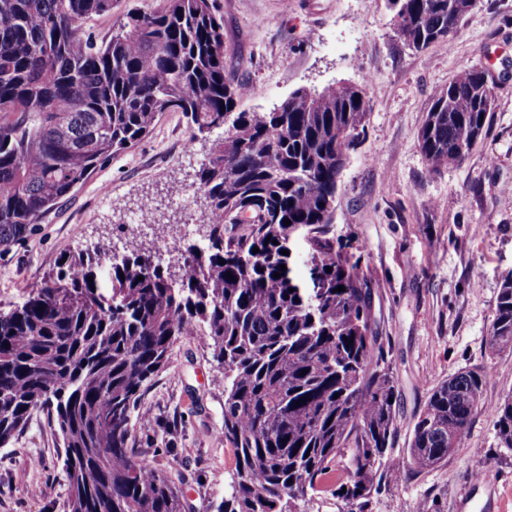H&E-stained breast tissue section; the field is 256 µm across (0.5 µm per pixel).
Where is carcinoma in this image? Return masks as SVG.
Here are the masks:
<instances>
[{
    "mask_svg": "<svg viewBox=\"0 0 512 512\" xmlns=\"http://www.w3.org/2000/svg\"><path fill=\"white\" fill-rule=\"evenodd\" d=\"M476 4L392 0L395 32L417 52L449 44ZM111 11L112 0H0V246L166 112L201 134L222 130L194 185L208 206L209 246L187 249L178 274L136 246L112 266L109 297L98 267L112 249L68 253L22 306L0 313V442L41 410L65 450L70 512H186L183 493L135 448L131 416L174 342L197 336L224 370V441L236 459L224 512H306L335 466L342 512H368L385 474L421 473L462 449L490 376L470 367L437 384L406 454L394 453L397 383L370 285L323 238L365 131L366 88L298 89L271 112H239L251 89L224 67L213 0L131 9L101 39L87 23ZM484 77L464 66L435 96L418 135L431 171L461 166L486 135L495 98ZM299 229L312 234L317 290L281 254ZM489 345L512 348V275ZM490 416L500 447L512 449L511 393Z\"/></svg>",
    "mask_w": 512,
    "mask_h": 512,
    "instance_id": "obj_1",
    "label": "carcinoma"
}]
</instances>
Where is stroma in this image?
Here are the masks:
<instances>
[{
	"label": "stroma",
	"instance_id": "obj_1",
	"mask_svg": "<svg viewBox=\"0 0 512 512\" xmlns=\"http://www.w3.org/2000/svg\"><path fill=\"white\" fill-rule=\"evenodd\" d=\"M224 64L252 89L240 105L267 112L295 90L366 86L365 134L339 178L326 233L372 288V313L397 381L395 448L433 386L486 367L490 383L463 450L425 473L385 478L369 512H512V450L497 445L488 406L512 392V349L488 345L497 294L512 274V0H479L452 44L416 52L393 29L389 0H215ZM481 67L494 90L488 131L457 168L431 172L418 132L458 69ZM212 137L179 112L115 154L24 238L0 249V310L26 302L60 255L134 230L164 199L168 260L208 240L193 174ZM192 153H185L186 143ZM132 422L148 464L171 472L192 512H217L230 492L224 370L195 336L173 344ZM64 450L45 414L0 447V512H69Z\"/></svg>",
	"mask_w": 512,
	"mask_h": 512
}]
</instances>
